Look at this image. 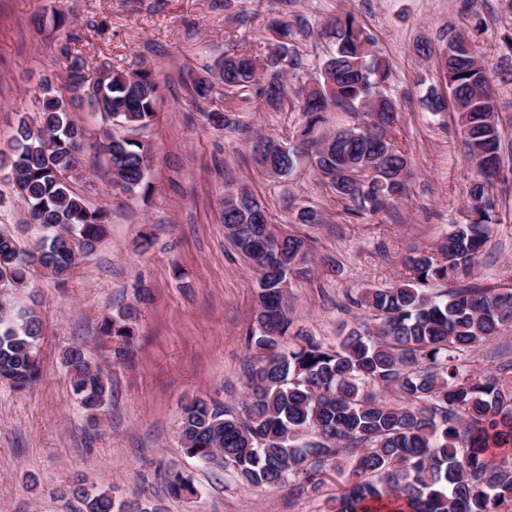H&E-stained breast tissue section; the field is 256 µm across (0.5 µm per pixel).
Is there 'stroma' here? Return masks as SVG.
<instances>
[{
    "label": "stroma",
    "mask_w": 512,
    "mask_h": 512,
    "mask_svg": "<svg viewBox=\"0 0 512 512\" xmlns=\"http://www.w3.org/2000/svg\"><path fill=\"white\" fill-rule=\"evenodd\" d=\"M348 13L391 64L386 92L399 104L391 135L411 160L406 198L377 215L349 214L308 165L273 176L252 152L258 136L294 139L301 114L290 102L318 76L330 49L324 28ZM59 14L68 27L54 24ZM276 21L297 29L302 60L285 75L289 102L282 110H269L252 89L235 94L219 85L208 99H194L193 83L209 77L224 53L265 59ZM451 27L479 34L496 74L503 166L512 168V82L502 77L512 65L499 53L512 33V0H0V150H8L18 114L37 116L41 82L64 88L59 48L67 36L79 38L90 65L155 69L164 93L157 120L141 135L151 150L145 196L113 187L99 148L104 119L84 108L71 114L86 134L83 175L72 187L109 222L103 242L66 280L37 272L25 290L10 292L41 319L42 375L26 393L0 382V512H81L68 492L79 479L111 490L115 504L137 500L148 512H329L335 480L316 494L288 484L249 488L231 469L188 456L179 441L185 401L234 405L246 392L255 271L225 235L224 197L248 191L275 228L310 239L312 273L289 290L291 329L336 343L362 317L356 302L366 289L406 276L407 257L465 221L473 171L456 114L435 115L424 104L429 92H448L439 52ZM224 110L236 129L207 122L206 113ZM7 175L0 169V227L26 248L39 231L27 224ZM487 202L496 226L475 276L511 288L512 181L495 183ZM306 206L323 211L324 223H297ZM147 235L153 244L146 249ZM144 288L150 300L141 306L133 355L115 359L103 324ZM75 345L112 389L94 430L85 426L63 365L64 351ZM178 477L193 494L174 493Z\"/></svg>",
    "instance_id": "obj_1"
}]
</instances>
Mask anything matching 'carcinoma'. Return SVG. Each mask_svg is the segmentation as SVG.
Wrapping results in <instances>:
<instances>
[{
	"label": "carcinoma",
	"mask_w": 512,
	"mask_h": 512,
	"mask_svg": "<svg viewBox=\"0 0 512 512\" xmlns=\"http://www.w3.org/2000/svg\"><path fill=\"white\" fill-rule=\"evenodd\" d=\"M279 39L267 57L269 76L259 85L255 60L226 54L215 77L227 90L258 87L268 109L286 99L284 67L299 66L293 28L275 24ZM322 35L333 42L318 81V96L300 95L303 122L297 135L318 134L331 105L366 116L363 125L342 129L326 147L313 141L311 153L296 155L285 142L260 138L254 160L288 175L299 160L312 169L352 212L378 214L406 197L407 154L387 134L398 116L397 103L384 86L391 75L372 36L351 14L336 18ZM442 69L457 102L463 143L474 167L468 190L471 218L456 224L434 249L415 252L409 276L386 288H370L357 305L374 316V328H353L334 346L304 336L289 345L288 288L284 282L310 275L309 242L280 237L266 207L245 192L238 205L224 206L229 237L255 268V325L247 345L254 364L241 411L195 397L181 406L180 442L198 461L228 467L250 487L291 483L304 493L318 492L331 471L346 476L331 497L333 512H369L367 504L398 500L399 512H505L512 505V381L488 370H466L460 354L499 335L512 324V288L466 284L491 238L493 219L485 200L490 179L500 173L502 144L488 62L475 40L450 30ZM67 63L66 90L104 115L114 130L105 134L113 184L126 192H151L147 146L133 134L158 116L161 82L152 68L136 65L115 71L96 67L72 37L60 46ZM70 102L44 84L39 121L22 116L7 159L15 196L26 205L28 223L44 235L33 251L0 231V280L23 288L39 269L58 281L77 260L103 241L108 218L72 188L81 173L83 133L69 116ZM432 282H446L444 296L430 293ZM139 308L127 306L107 319L102 333L130 357ZM41 323L12 305L0 307V380L24 393L41 377ZM64 365L72 393L90 427L98 425L110 390L99 366L79 347L68 349ZM378 387L400 395V403L368 392ZM83 512H148L134 504L115 506L106 491L90 493L82 481L71 487Z\"/></svg>",
	"instance_id": "carcinoma-1"
}]
</instances>
